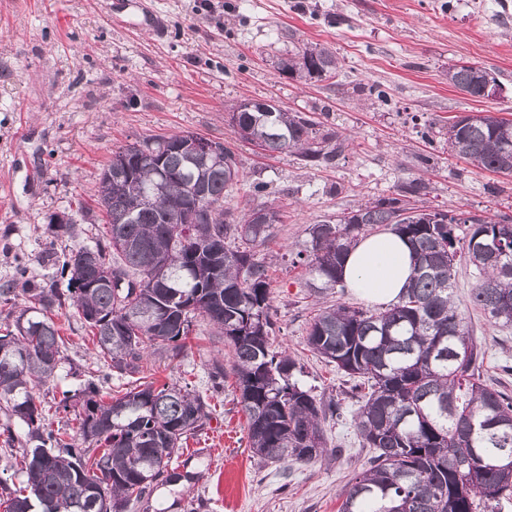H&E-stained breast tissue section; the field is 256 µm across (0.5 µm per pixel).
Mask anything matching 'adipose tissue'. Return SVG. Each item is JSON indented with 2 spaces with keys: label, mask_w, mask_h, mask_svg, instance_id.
Segmentation results:
<instances>
[{
  "label": "adipose tissue",
  "mask_w": 512,
  "mask_h": 512,
  "mask_svg": "<svg viewBox=\"0 0 512 512\" xmlns=\"http://www.w3.org/2000/svg\"><path fill=\"white\" fill-rule=\"evenodd\" d=\"M411 275L410 247L391 231L360 238L350 250L343 268L347 288L373 304L396 301Z\"/></svg>",
  "instance_id": "obj_1"
}]
</instances>
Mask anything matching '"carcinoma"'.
Segmentation results:
<instances>
[{"label":"carcinoma","mask_w":512,"mask_h":512,"mask_svg":"<svg viewBox=\"0 0 512 512\" xmlns=\"http://www.w3.org/2000/svg\"><path fill=\"white\" fill-rule=\"evenodd\" d=\"M336 55L303 46L281 61L282 72L306 81L335 77ZM493 76L476 64L448 67V82L482 97ZM238 139L269 154L297 153L327 166L342 152L332 130L272 100L239 103L227 113ZM192 159L183 135L146 137L112 153L98 204L101 237L64 258V288L34 286L19 272L0 301H23L0 333L12 348L0 356V436L22 444L12 467L18 486L0 484L5 512H127L151 487L139 470L157 464L154 482L181 479L174 458L210 419L206 397L176 382L144 381L109 401L89 381L78 394L72 429L51 428L39 392L64 364L54 321L70 303L93 337L99 360L117 374L141 372L156 348L175 359L191 319L206 318L233 348L230 370L215 360L209 380L224 387L232 373L247 416L248 443L262 463L308 465L327 449L324 425L341 421L335 398L313 394L287 351L272 349L275 310L267 265L240 239L262 243L280 223L273 206L249 209L237 221L224 193L239 181L234 148ZM448 148L492 171L512 173V121L491 114L461 116L448 125ZM386 224L415 256L414 275L398 302L386 307L346 302L321 307L307 333L310 351L353 381L352 421L372 456L339 492L338 512H500L512 499V397L484 379L486 351L472 338L454 300L457 262L479 276L472 304L493 323L512 327V224L418 210L394 197L361 204L308 226L305 286L316 300L345 288L343 263L355 242ZM467 224L465 234H458Z\"/></svg>","instance_id":"obj_1"}]
</instances>
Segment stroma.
<instances>
[{
	"label": "stroma",
	"mask_w": 512,
	"mask_h": 512,
	"mask_svg": "<svg viewBox=\"0 0 512 512\" xmlns=\"http://www.w3.org/2000/svg\"><path fill=\"white\" fill-rule=\"evenodd\" d=\"M143 23L127 0H0V286L26 274L65 287L48 253L91 246L105 222L100 174L113 151L150 136L191 132L234 143L240 178L224 206L242 217L274 206L281 221L252 247L270 263L276 347L302 367L315 394L344 397L351 383L306 345L317 313L305 282L309 224L401 194L411 206L512 220V174L453 155L448 124L491 112L512 120V0H145ZM331 49L335 78L301 81L279 69L300 45ZM476 63L502 87L494 99L467 96L448 68ZM272 99L336 131L344 150L329 166L295 153L268 155L238 141L225 115L244 100ZM60 216L77 238L53 234ZM477 276L458 264L455 301L489 366L512 365V328L489 323L470 303ZM67 358L40 391L47 406L98 382L118 394L131 377L98 361L72 306L56 310ZM231 347L203 318L193 321L180 358L148 353L142 374L206 395L212 414L175 464L182 479L154 488L132 512H337L340 489L371 451L350 418L326 427L341 455L305 465L258 463L232 384L211 387L213 360Z\"/></svg>",
	"instance_id": "obj_1"
}]
</instances>
